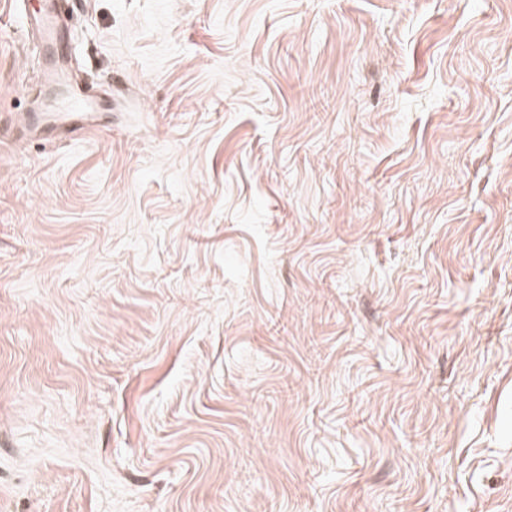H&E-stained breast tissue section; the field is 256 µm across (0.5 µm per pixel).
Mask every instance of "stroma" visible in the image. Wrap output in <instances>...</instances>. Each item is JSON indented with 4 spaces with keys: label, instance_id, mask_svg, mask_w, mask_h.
<instances>
[{
    "label": "stroma",
    "instance_id": "obj_1",
    "mask_svg": "<svg viewBox=\"0 0 512 512\" xmlns=\"http://www.w3.org/2000/svg\"><path fill=\"white\" fill-rule=\"evenodd\" d=\"M0 0V512H512V0ZM53 4L48 3L39 12L29 16V24L40 35V42L36 46L37 51H47L51 45L57 42V35L51 24ZM61 106L54 112L58 115L61 125L53 129L74 132L80 129L93 128L100 122V113L95 112L91 100L79 87H70L64 95Z\"/></svg>",
    "mask_w": 512,
    "mask_h": 512
}]
</instances>
